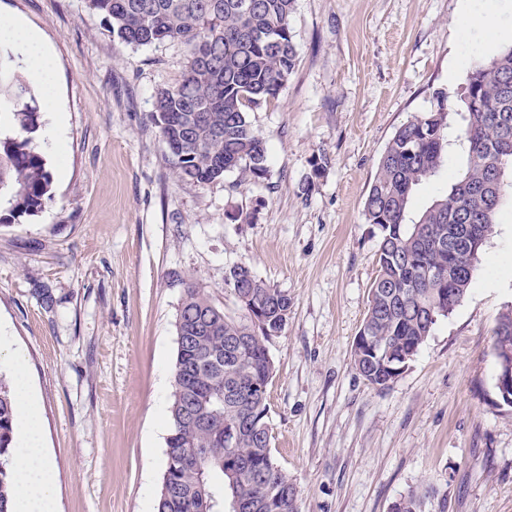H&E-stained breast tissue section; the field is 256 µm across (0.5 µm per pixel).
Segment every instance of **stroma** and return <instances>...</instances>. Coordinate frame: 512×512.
Segmentation results:
<instances>
[{
    "label": "stroma",
    "instance_id": "obj_1",
    "mask_svg": "<svg viewBox=\"0 0 512 512\" xmlns=\"http://www.w3.org/2000/svg\"><path fill=\"white\" fill-rule=\"evenodd\" d=\"M460 0H295L298 64L250 111L268 174L179 180L150 120L190 46H132L85 0H0L43 37L59 114L35 142L50 198L32 216L0 202V335L22 352L58 512H154L167 464L176 318L186 284L226 312V271L249 266L287 294L268 348L271 454L298 512H512V408L496 406L492 330L512 305V197L501 206L464 300L389 387L352 366L377 275L378 230L363 206L395 130L460 104L470 69L500 42H459ZM64 129L59 142L48 130ZM419 213L465 156L457 129ZM323 169H316V162Z\"/></svg>",
    "mask_w": 512,
    "mask_h": 512
}]
</instances>
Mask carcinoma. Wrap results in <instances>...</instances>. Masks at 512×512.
Masks as SVG:
<instances>
[{
    "instance_id": "carcinoma-1",
    "label": "carcinoma",
    "mask_w": 512,
    "mask_h": 512,
    "mask_svg": "<svg viewBox=\"0 0 512 512\" xmlns=\"http://www.w3.org/2000/svg\"><path fill=\"white\" fill-rule=\"evenodd\" d=\"M87 0L123 41L146 46L183 41L192 46L180 82L155 94L151 121L158 128L178 178L204 185L237 171L265 177L263 138L249 110L285 90L297 62L290 27L295 0ZM209 59V66L199 58ZM436 107L398 127L381 155L364 202V218L379 230L377 275L363 333L385 344L407 340L421 348L441 318L448 317L445 290L463 295L479 257L467 256L474 237L491 232L507 192L512 168V43L479 61L466 76L462 136L466 160L443 194L409 218L417 188L440 175L448 153L452 119L442 91ZM0 115L11 133L0 137V192L10 212L33 214L49 198L50 172L35 145L40 111L33 88L0 55ZM459 254L452 264L448 255ZM233 297L248 293L261 322L255 333L247 316L232 317L201 288L184 289L177 313V342L167 440L172 457L193 455L183 466L167 464L155 512H223L224 498L238 499L245 512H297V487L271 455L266 392L228 398L240 380L266 388L273 362L266 345L289 308L281 292L257 279L249 266L224 276ZM352 363L372 386L386 387L390 371L382 358L352 353ZM242 425L241 444L224 445V424ZM17 415L12 383L0 371V512H8L15 490L10 448ZM244 462L230 484L224 470Z\"/></svg>"
}]
</instances>
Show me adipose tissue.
Returning a JSON list of instances; mask_svg holds the SVG:
<instances>
[{
  "instance_id": "adipose-tissue-1",
  "label": "adipose tissue",
  "mask_w": 512,
  "mask_h": 512,
  "mask_svg": "<svg viewBox=\"0 0 512 512\" xmlns=\"http://www.w3.org/2000/svg\"><path fill=\"white\" fill-rule=\"evenodd\" d=\"M501 0H462L457 29L462 38L481 30L512 38V26L501 22ZM0 42L14 47L26 59L29 75L44 91L46 106L55 104V66L41 35L20 19H0ZM12 370L17 418L23 431L11 451L16 495L11 512H55V473L43 445L41 427L26 367L19 354L0 348V365Z\"/></svg>"
}]
</instances>
